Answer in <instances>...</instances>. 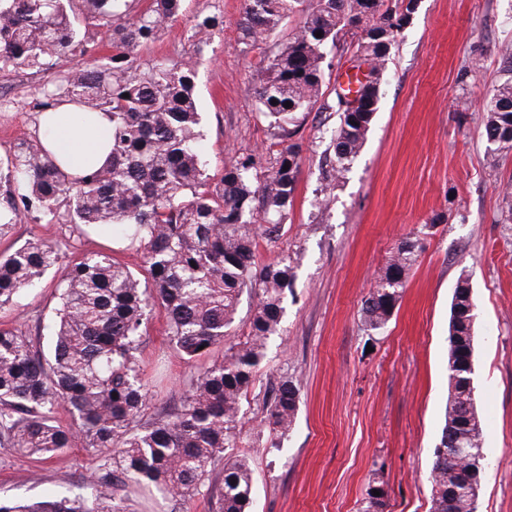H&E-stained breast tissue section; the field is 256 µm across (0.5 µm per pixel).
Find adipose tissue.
<instances>
[{
  "label": "adipose tissue",
  "instance_id": "obj_1",
  "mask_svg": "<svg viewBox=\"0 0 512 512\" xmlns=\"http://www.w3.org/2000/svg\"><path fill=\"white\" fill-rule=\"evenodd\" d=\"M72 112V106L64 105L54 113L47 148L63 165L79 173L86 165L98 166L106 161L111 151L107 135L112 122L109 114L96 112L89 122L78 124L72 121Z\"/></svg>",
  "mask_w": 512,
  "mask_h": 512
}]
</instances>
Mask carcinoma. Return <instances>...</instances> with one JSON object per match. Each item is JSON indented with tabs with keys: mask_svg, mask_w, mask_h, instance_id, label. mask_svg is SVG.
I'll list each match as a JSON object with an SVG mask.
<instances>
[{
	"mask_svg": "<svg viewBox=\"0 0 512 512\" xmlns=\"http://www.w3.org/2000/svg\"><path fill=\"white\" fill-rule=\"evenodd\" d=\"M73 2L0 0V63L47 73L55 57L77 51L90 31L106 30L112 55L44 84L38 106L55 112L72 103L79 118L110 113L112 160L73 176L50 156L48 133L18 140L0 164V239L33 215L78 229L106 226L141 254L146 277L110 253L85 255L65 267L48 325L49 352L15 328H0V450L48 457L79 439L100 461L91 495L0 498V512H127L120 494L125 487L133 484L165 499L184 497L218 466L216 512H248L251 468L246 458H226L224 452L241 444L242 400L267 340L280 329L294 281L288 258L256 262L258 241L288 232L301 160L293 137L310 112L333 109L338 115L328 147L335 162L331 178L364 148L378 111L380 79L362 85L364 111L341 110L339 94L329 105L322 101L326 51L340 49L341 36L351 33L358 36L354 55L383 72L405 24V0H243L244 44L275 41L262 59L255 102L276 151L267 167L247 156L224 164L218 176L210 174L200 149L195 78L202 47L223 19L207 16L194 25V54L139 65L137 49L155 41L163 24L177 21L183 0H150L133 15L122 10L124 0H83L82 29L73 20ZM295 16L299 26L287 40H276ZM499 52L508 78L497 86L484 125L487 143L497 147L512 143V43ZM418 249L406 240L388 258L362 304L366 330L378 332L392 318ZM60 259L59 250L39 240L1 253L0 309L36 287ZM248 288L257 301L247 330L228 343ZM156 303L166 311L170 342L184 359L196 361L218 347L224 354L203 370L177 412L137 427L148 405L137 351ZM474 304L469 279L458 280L450 319L460 341H448L450 381L474 376ZM298 401L299 388L288 378L271 388L262 420L270 437L291 429ZM62 410L72 422H61ZM465 413L446 403L429 472L433 512H448V467L456 469L458 482L484 477L485 454L477 452L483 429L467 440L476 452L451 458L450 449L470 433V423L483 422L479 411ZM386 509L387 492L374 480L357 512Z\"/></svg>",
	"mask_w": 512,
	"mask_h": 512,
	"instance_id": "cac0c4a2",
	"label": "carcinoma"
}]
</instances>
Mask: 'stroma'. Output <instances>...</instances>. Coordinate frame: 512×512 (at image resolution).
Instances as JSON below:
<instances>
[{"mask_svg":"<svg viewBox=\"0 0 512 512\" xmlns=\"http://www.w3.org/2000/svg\"><path fill=\"white\" fill-rule=\"evenodd\" d=\"M242 7L243 0H185L183 16L139 52L144 63L188 56L196 20L223 18L200 52L196 79L214 172L238 157L265 167L273 157L253 94L260 51L243 44ZM507 40L512 0H418L394 39L367 142L338 179L328 177L327 152L336 114L311 113L297 133L302 164L288 232L256 251L261 264L287 257L294 288L243 401L238 453L252 470L250 512H356L374 479L388 491L386 512H431L450 306L463 275L478 308L474 384L488 461L478 512H512V195L505 192L512 149L491 150L483 135L484 106L505 78L498 50ZM111 52L99 33L86 53L56 57L51 74L0 69V158L40 132L37 90L49 76ZM34 238L59 243L68 261L111 250L142 268L140 254L109 231L69 224L25 221L0 240V251ZM408 239L419 251L403 297L385 329L369 334L362 302L390 252ZM59 283V272L48 271L38 288L0 310V326L47 346ZM165 329L164 309L154 308L137 354L151 390L144 423L176 411L204 368L187 363ZM285 378L300 389L299 411L273 448L260 420L269 388ZM98 464L79 444L38 460L0 454V497L69 494ZM125 496L128 512H212L204 492L161 503L132 486Z\"/></svg>","mask_w":512,"mask_h":512,"instance_id":"obj_1","label":"stroma"}]
</instances>
